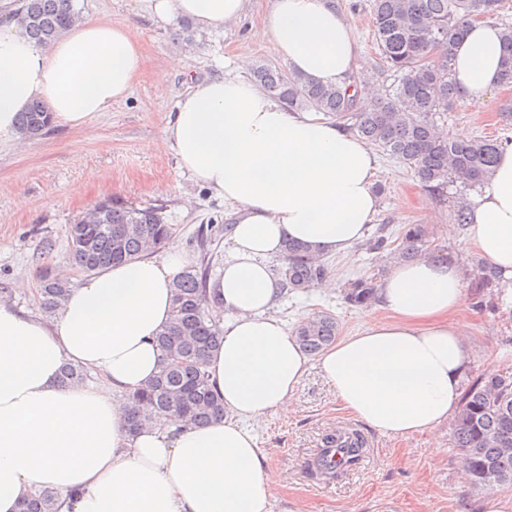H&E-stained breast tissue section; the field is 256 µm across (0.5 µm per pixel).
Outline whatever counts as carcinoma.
Wrapping results in <instances>:
<instances>
[{"label":"carcinoma","mask_w":512,"mask_h":512,"mask_svg":"<svg viewBox=\"0 0 512 512\" xmlns=\"http://www.w3.org/2000/svg\"><path fill=\"white\" fill-rule=\"evenodd\" d=\"M501 0H372L374 36L386 67L399 74L398 84L365 108L348 89L325 86L272 64H259L255 80L274 98L299 111L319 112L354 132L370 145L410 168L422 186L434 190L455 180L468 188L487 182L496 161L499 141L452 138L436 124V115L451 112L463 97L452 78L450 47L467 24L494 14ZM14 19L23 33L47 44L80 20L74 0H22ZM508 49L503 57L502 84H512V24L502 26ZM18 130L26 138L43 133L52 123L46 106L35 101L18 115ZM174 227L163 206L143 209L110 200L88 208L70 226L74 264L85 273L153 254L168 244ZM199 263L174 285L169 324L156 337L163 353L158 373L143 388L121 399L130 434L171 420L185 425H206L224 417V405L206 370L207 360L223 340L217 317L219 305L208 288L212 265V236L201 226L195 236ZM427 243L419 224L408 225L401 242L392 246L384 229L367 242V250H390L397 261L418 258ZM282 294L306 292L328 276V267L313 248L287 241L280 265L274 268ZM500 271L477 263L474 305L483 307L485 290L504 288ZM69 281L45 272L39 302L52 314L66 301ZM375 299L373 279L361 277L348 286L346 301L356 307ZM339 327L328 312L300 321L294 336L309 355L320 354L336 341ZM88 379L83 369L66 363L60 383L80 385ZM466 477L475 490L512 487V377L489 372L463 392L453 428ZM21 512H57L56 498L42 492L26 499Z\"/></svg>","instance_id":"carcinoma-1"}]
</instances>
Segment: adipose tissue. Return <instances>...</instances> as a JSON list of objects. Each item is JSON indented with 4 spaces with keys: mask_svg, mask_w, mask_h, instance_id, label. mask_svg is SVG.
<instances>
[{
    "mask_svg": "<svg viewBox=\"0 0 512 512\" xmlns=\"http://www.w3.org/2000/svg\"><path fill=\"white\" fill-rule=\"evenodd\" d=\"M249 0H150L162 21L203 29L239 19ZM291 68L345 86L360 51L330 0H274L253 32ZM453 75L479 101L501 83V29L475 21L452 46ZM145 66L128 29L87 19L48 45L0 20V143L23 147L17 117L43 102L70 127L127 97ZM180 168L235 207L220 276L224 341L207 370L224 417L206 426L169 423L130 435L118 395L145 386L162 353L172 288L189 257L176 249L82 278L46 318L0 301V512L52 492L59 512H270L275 478L244 418L290 411L309 357L270 315L280 283L267 260L284 240L319 254L363 241L379 212L377 157L335 121L290 110L253 81L207 78L178 100L166 126ZM471 242L512 279V141L472 200ZM464 268L441 257L394 265L378 284L389 320L367 321L321 353L319 370L354 417L389 436L434 430L453 412L472 360L455 315ZM100 376L63 387V363Z\"/></svg>",
    "mask_w": 512,
    "mask_h": 512,
    "instance_id": "1",
    "label": "adipose tissue"
}]
</instances>
